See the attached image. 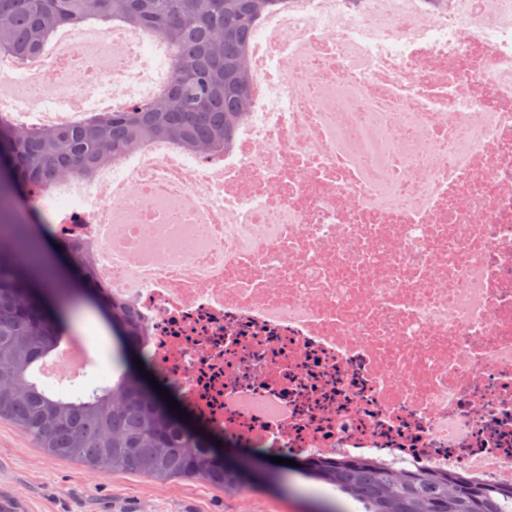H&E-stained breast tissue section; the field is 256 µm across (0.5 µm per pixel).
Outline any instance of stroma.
I'll use <instances>...</instances> for the list:
<instances>
[{
	"label": "stroma",
	"mask_w": 512,
	"mask_h": 512,
	"mask_svg": "<svg viewBox=\"0 0 512 512\" xmlns=\"http://www.w3.org/2000/svg\"><path fill=\"white\" fill-rule=\"evenodd\" d=\"M99 307L76 294L66 310L69 333L92 344L93 359L74 378L42 376L47 389L74 395L106 385L123 365L120 342L105 344L92 324ZM278 487L248 484L243 493L227 494L201 479L163 483L130 472L101 473L82 463L46 454L37 443L0 421V500H16L19 512H364L361 504L338 497L333 486L301 477L296 467L279 470Z\"/></svg>",
	"instance_id": "stroma-1"
}]
</instances>
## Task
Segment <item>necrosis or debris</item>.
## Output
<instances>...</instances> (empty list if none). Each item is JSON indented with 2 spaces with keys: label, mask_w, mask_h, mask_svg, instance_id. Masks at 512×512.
I'll use <instances>...</instances> for the list:
<instances>
[{
  "label": "necrosis or debris",
  "mask_w": 512,
  "mask_h": 512,
  "mask_svg": "<svg viewBox=\"0 0 512 512\" xmlns=\"http://www.w3.org/2000/svg\"><path fill=\"white\" fill-rule=\"evenodd\" d=\"M72 30L16 125L117 111L157 81L138 31ZM224 153L165 140L49 220L227 444L512 485V0H292L254 29ZM81 200L78 209L69 200Z\"/></svg>",
  "instance_id": "obj_1"
}]
</instances>
